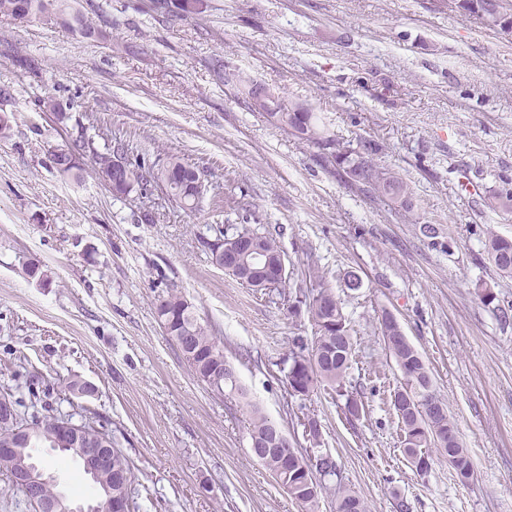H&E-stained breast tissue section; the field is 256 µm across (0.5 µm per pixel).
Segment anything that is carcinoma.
<instances>
[{"label": "carcinoma", "instance_id": "1", "mask_svg": "<svg viewBox=\"0 0 512 512\" xmlns=\"http://www.w3.org/2000/svg\"><path fill=\"white\" fill-rule=\"evenodd\" d=\"M21 12H28L33 18L51 24L55 23V17L59 15L70 16L73 24L65 23L63 27L92 37L100 32V28L80 10L68 4V0H0V16L14 18ZM266 90L265 84L251 81L239 88L238 92L253 109L266 114L276 128L284 131L291 129L295 137L315 145L321 151L322 160L341 169L348 183L363 187L403 208L412 206L408 184L377 162L376 156L381 151L379 144L364 140L352 148L330 134L322 118L312 108L279 96L272 101L261 96ZM86 154L91 155L99 175L107 176L115 167L124 168V179L111 185L112 193L117 198H127L132 193L143 196L162 187L191 210L200 197V191L194 186L198 172L180 158L171 155L160 163L132 164L126 160L127 146L121 141L114 142L106 151L100 152L94 147V142L82 134L58 148V152L53 155V163L63 173L70 174L79 169L80 157ZM215 233L217 241L248 237L260 251L262 265L249 263L235 272V277L243 284L263 278L266 270L285 262L284 253L273 235L249 223L224 227L219 225ZM484 246L497 270L512 277V238L488 229ZM303 281L310 285V289L305 290L300 286L296 296L288 292V295L294 296L289 308L295 314L301 308H306L314 336L309 342L301 336L294 339L293 348L288 354L286 375L287 387L295 383L300 385L299 390L290 391L288 395L301 401L307 400L322 386L343 388L353 352L350 327L341 303L334 290L325 283L319 268L307 265ZM156 311L164 331L174 341L189 337L181 354L197 378L219 394L224 393V388H230L238 399L250 406V447L261 450L265 467L305 512H313L322 492L326 490L334 491L337 500L349 505V512H368L364 498L344 485L341 470L334 460L319 471L320 479L314 483L285 481L281 473L283 450L275 438V433L281 427L247 401L245 389L238 383L234 370L224 357V345L212 334L208 325L196 318L189 303L177 292L170 290L167 295L160 297ZM378 333L403 376L394 395L409 398L404 406L395 409L403 432L406 455L417 471L425 473L432 464L428 449L433 448L439 455L448 456V464L457 474H474L472 458L463 445L453 418L448 414L447 404L433 389L421 354L406 340L399 324L386 310L378 316ZM2 396L12 401L16 414L15 421L0 423L1 448L9 445L33 448L38 443H44L50 448L52 443L45 439L44 433L50 431L56 422L68 420L79 427L92 447L112 449V476L116 478L112 482V494L123 499L126 512H139L129 461L120 449L112 448V432L100 424L97 416L64 411L37 396L27 399L18 386H0ZM21 427L32 430L31 443L17 440L15 430Z\"/></svg>", "mask_w": 512, "mask_h": 512}]
</instances>
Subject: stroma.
<instances>
[{
    "instance_id": "obj_1",
    "label": "stroma",
    "mask_w": 512,
    "mask_h": 512,
    "mask_svg": "<svg viewBox=\"0 0 512 512\" xmlns=\"http://www.w3.org/2000/svg\"><path fill=\"white\" fill-rule=\"evenodd\" d=\"M108 37L0 17V385L33 384L57 403L81 380L75 410L102 417L133 464L141 512H302L249 447L248 403L287 434L281 366L294 336L311 338L278 290L257 291L214 265V229L241 224L237 198L257 204L288 271L318 264L351 327L346 382L360 419L321 389L305 411L322 426L347 487L370 512H512V277L484 249V231L512 237L498 207L512 179V33L450 9L448 0H74ZM35 67L18 66L17 56ZM243 79L309 104L350 146L378 141L380 163L409 186L413 207L348 186L316 147L268 124L224 85L215 60ZM53 97L56 111L41 102ZM129 158L178 156L202 175L194 210L160 192L119 199L82 158L60 173L54 150L78 134ZM469 171L479 186L463 193ZM147 209L152 222L138 213ZM434 225L438 241L427 238ZM40 261L51 282L24 273ZM363 286L350 290L348 274ZM496 300H481L484 288ZM177 289L212 324L247 392L237 403L190 371L156 313ZM389 310L422 354L473 459L461 483L447 458L418 472L390 404L402 374L377 330ZM38 456L58 488L97 496L78 461Z\"/></svg>"
}]
</instances>
